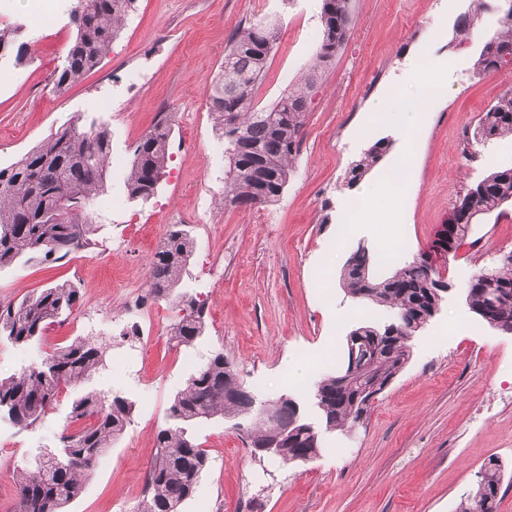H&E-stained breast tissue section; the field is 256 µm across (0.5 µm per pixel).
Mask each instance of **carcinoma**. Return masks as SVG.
<instances>
[{
	"mask_svg": "<svg viewBox=\"0 0 512 512\" xmlns=\"http://www.w3.org/2000/svg\"><path fill=\"white\" fill-rule=\"evenodd\" d=\"M136 0H75L70 16L75 32L62 66L51 82L65 92L97 68L120 35L121 24ZM322 41L318 61L328 63L341 51L350 31L349 0H321ZM502 31L484 42L476 61L482 72L495 70L512 55V12L501 18ZM282 33L278 21L266 16L240 28L224 50V60L205 87L215 131L224 139V202L237 207L265 206L278 200L288 183L290 159L297 153L301 130L318 84L311 70L266 106L256 103V90L265 77L271 53ZM21 65L30 59L18 28H0V60ZM171 114H158L138 140L125 176L129 197L152 198L166 174ZM512 135V94L506 93L479 118L473 137L486 142ZM388 144L378 141L352 165L346 186L355 187L381 161ZM111 136L107 125L78 115L44 143L32 147L6 168H0V269L20 260L47 264L94 245L93 207L109 178ZM512 202V168L495 171L467 189L453 209L456 227L448 228L455 242L440 237L443 250H457L471 222ZM193 252V239L172 226L150 260L147 304L173 297ZM379 262L361 247L348 258L343 285L354 298L396 309L393 326H360L351 335L377 334L379 352L367 364L347 362L344 370L319 381L315 404L326 428L362 421L374 397L401 371L410 356V341L438 312L443 295L436 288L443 278L424 256L376 279L369 267ZM80 288L57 282L33 292L18 303H0V340L24 347L40 341L54 323L65 322L79 307ZM467 304L482 320L512 327V261L482 272L468 287ZM182 312L171 325L177 346L189 347L205 327V302L177 296ZM105 347L99 340L79 337L34 360L19 373L0 378V422L33 428L53 409L60 393L89 382L104 365ZM240 387L233 364L217 352L196 368L186 387L168 408L169 425L158 431V457L146 474V491L137 512H178L207 467L192 427L221 415L236 429L255 436V442L280 443L283 430L294 433L292 443L276 459L284 464L307 462L320 451V436L306 420L297 400L281 396L257 402L253 395L233 398ZM134 404L120 395L88 391L75 398L71 418L89 423L63 432L53 450L38 453L20 472L14 512H63L81 492L110 445L131 424ZM502 475L499 465L480 472L475 490L460 512H497Z\"/></svg>",
	"mask_w": 512,
	"mask_h": 512,
	"instance_id": "1",
	"label": "carcinoma"
}]
</instances>
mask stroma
<instances>
[{"mask_svg":"<svg viewBox=\"0 0 512 512\" xmlns=\"http://www.w3.org/2000/svg\"><path fill=\"white\" fill-rule=\"evenodd\" d=\"M352 28L321 70L313 103L279 200L262 207L224 203V142L205 96L224 49L241 26L278 17L281 40L256 92L274 102L310 70L322 39L319 0H137L110 53L64 94L51 76L73 35L72 0H9L0 26H22L31 60L0 65V167L9 166L78 114L111 132L110 176L94 207L97 245L51 266L0 270V302L69 280L78 309L42 342H0V375L79 336L107 345L92 389L134 403L125 434L101 458L66 512H135L156 456L155 438L189 375L212 354L232 360L258 400L309 397L342 365L349 333L391 322L386 306L343 289L348 257L364 247L382 256L376 276L431 257L448 284L436 315L415 333L410 357L373 400L366 420L321 434L317 458L280 465L254 456L246 434L223 417L195 427L207 468L180 512H457L489 461L502 468L497 512H512V334L472 313L469 282L498 269L512 252V205L471 225L455 256L435 254L459 194L490 172L512 167V136L472 141L481 114L512 92V62L476 72L479 51L501 29L500 0H350ZM474 14L471 38L455 28ZM441 98L420 100L423 84ZM390 111L378 112L377 102ZM172 115L167 174L146 203L129 197L133 149L157 114ZM389 151L355 188L344 177L376 141ZM406 166L401 186L393 169ZM194 240L177 291L206 303V328L190 347H173L171 302L149 305L151 320L123 299L124 285L146 286L149 259L166 231ZM151 359L132 368L138 344ZM301 360L311 375L292 378ZM78 392L65 390L29 430L0 425V512H12L18 470L37 449L56 446Z\"/></svg>","mask_w":512,"mask_h":512,"instance_id":"obj_1","label":"stroma"}]
</instances>
